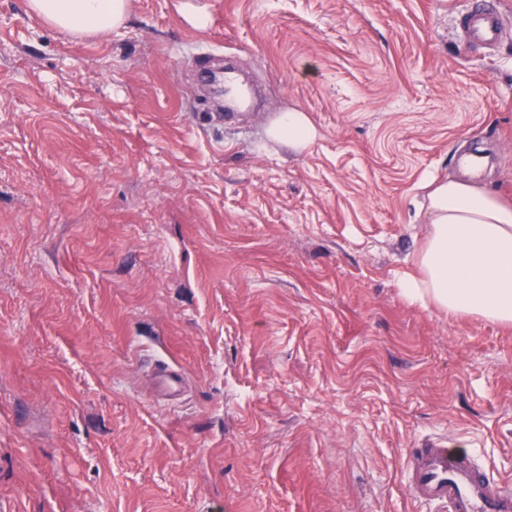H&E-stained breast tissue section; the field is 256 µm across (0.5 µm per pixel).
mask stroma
<instances>
[{
	"instance_id": "obj_1",
	"label": "stroma",
	"mask_w": 512,
	"mask_h": 512,
	"mask_svg": "<svg viewBox=\"0 0 512 512\" xmlns=\"http://www.w3.org/2000/svg\"><path fill=\"white\" fill-rule=\"evenodd\" d=\"M500 2L490 52L470 0H129L105 39L0 0V512H429L431 437L512 482V326L397 287L424 184L477 148L512 200ZM228 55L257 111L201 86ZM505 14L498 0H474L460 25L468 42L491 49L499 41ZM275 139L296 149L305 148L316 136V130L302 112H286L270 130Z\"/></svg>"
}]
</instances>
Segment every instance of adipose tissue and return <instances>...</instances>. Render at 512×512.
<instances>
[{
  "mask_svg": "<svg viewBox=\"0 0 512 512\" xmlns=\"http://www.w3.org/2000/svg\"><path fill=\"white\" fill-rule=\"evenodd\" d=\"M30 13L66 33L110 36L124 25L128 0H27ZM428 217L413 272L398 280L409 301L449 315L512 325V203L470 178L429 182Z\"/></svg>",
  "mask_w": 512,
  "mask_h": 512,
  "instance_id": "ef3b65f1",
  "label": "adipose tissue"
}]
</instances>
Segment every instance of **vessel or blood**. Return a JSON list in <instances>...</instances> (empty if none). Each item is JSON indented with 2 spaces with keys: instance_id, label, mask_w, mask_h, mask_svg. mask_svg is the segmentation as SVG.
Wrapping results in <instances>:
<instances>
[{
  "instance_id": "obj_1",
  "label": "vessel or blood",
  "mask_w": 512,
  "mask_h": 512,
  "mask_svg": "<svg viewBox=\"0 0 512 512\" xmlns=\"http://www.w3.org/2000/svg\"><path fill=\"white\" fill-rule=\"evenodd\" d=\"M504 23L499 0H472L460 20L466 39L488 49ZM402 477L410 498L436 512H512V484L492 479L440 438L407 450Z\"/></svg>"
}]
</instances>
